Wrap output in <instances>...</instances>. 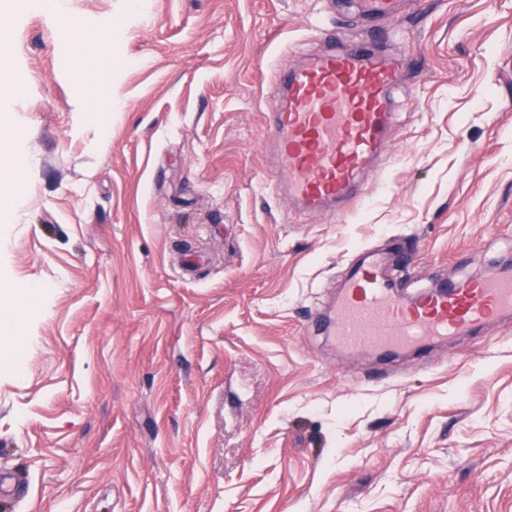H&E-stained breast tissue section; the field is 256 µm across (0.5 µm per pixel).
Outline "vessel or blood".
<instances>
[{
	"mask_svg": "<svg viewBox=\"0 0 512 512\" xmlns=\"http://www.w3.org/2000/svg\"><path fill=\"white\" fill-rule=\"evenodd\" d=\"M368 15L398 19L400 0H366ZM403 64L358 43L324 51L281 79L268 108V131L289 196L310 211H331L356 199L357 183L388 147L393 112L388 91ZM384 257L361 251L336 302L333 334L345 347L389 355L426 348L512 319V269L468 278L403 298L395 294Z\"/></svg>",
	"mask_w": 512,
	"mask_h": 512,
	"instance_id": "1",
	"label": "vessel or blood"
}]
</instances>
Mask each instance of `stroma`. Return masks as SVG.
I'll return each mask as SVG.
<instances>
[{
  "mask_svg": "<svg viewBox=\"0 0 512 512\" xmlns=\"http://www.w3.org/2000/svg\"><path fill=\"white\" fill-rule=\"evenodd\" d=\"M65 6L0 15L6 512H512V323L389 359L309 326L367 245L406 295L512 262V0ZM366 37L404 59L389 148L304 210L273 76ZM365 11L370 16L396 20L401 14L400 0H366Z\"/></svg>",
  "mask_w": 512,
  "mask_h": 512,
  "instance_id": "35a3bbf8",
  "label": "stroma"
}]
</instances>
